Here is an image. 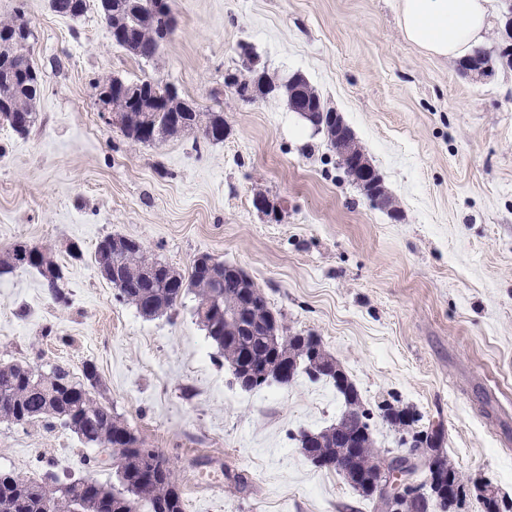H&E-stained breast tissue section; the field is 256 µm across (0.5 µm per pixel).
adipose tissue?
I'll return each instance as SVG.
<instances>
[{
	"instance_id": "adipose-tissue-1",
	"label": "adipose tissue",
	"mask_w": 512,
	"mask_h": 512,
	"mask_svg": "<svg viewBox=\"0 0 512 512\" xmlns=\"http://www.w3.org/2000/svg\"><path fill=\"white\" fill-rule=\"evenodd\" d=\"M399 25L429 55L461 60L487 39L488 0H399Z\"/></svg>"
}]
</instances>
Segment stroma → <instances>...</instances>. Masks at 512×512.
<instances>
[{
	"mask_svg": "<svg viewBox=\"0 0 512 512\" xmlns=\"http://www.w3.org/2000/svg\"><path fill=\"white\" fill-rule=\"evenodd\" d=\"M89 0L77 18L49 0H0L31 27L42 91L26 133L0 120V251L52 248L68 304L33 269L0 276V363L94 364L97 399L160 450L186 512H371L335 471L300 452V430L334 422L331 383L241 391L186 295L147 319L94 267L103 237L140 240L180 273L201 254L241 268L290 332L319 336L356 385L379 448L396 434L382 402L445 430L465 483L491 482L512 512V66L485 78L402 35L397 0H172L173 35L150 59L117 46ZM304 76L364 147L398 209L377 208L323 133L285 97L240 99L226 73ZM175 86L228 126L135 143L101 114L99 82ZM263 192L273 220L253 206ZM78 245L80 258L69 245ZM73 433L0 421V467L28 479L94 474Z\"/></svg>",
	"mask_w": 512,
	"mask_h": 512,
	"instance_id": "35a3bbf8",
	"label": "stroma"
}]
</instances>
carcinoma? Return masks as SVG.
Masks as SVG:
<instances>
[{"label":"carcinoma","instance_id":"obj_1","mask_svg":"<svg viewBox=\"0 0 512 512\" xmlns=\"http://www.w3.org/2000/svg\"><path fill=\"white\" fill-rule=\"evenodd\" d=\"M100 10L116 45L142 59L153 57L175 28L167 18L157 14L151 0H100ZM29 37L0 45V56L10 58L20 74L14 80L0 74V99L11 104V112L24 122L36 119L35 103L41 94L38 73L31 71L27 51ZM286 96L291 108L302 100L317 104L325 112L320 95L304 78L296 83L281 84L266 71L251 75V95ZM189 107L178 96L165 100V111L147 106L144 112H133L123 129L124 135L137 143H159L179 133L177 115ZM205 130L201 137L208 142H222L226 135L224 113H197ZM32 268L44 279L50 297L57 303H68L65 274L51 248L36 247ZM205 263L193 262L189 276L175 271L169 264L148 253L141 243L122 235H107L98 243L94 264L101 274L118 269L120 278L111 281L116 298L136 308L144 317H156L172 311L185 295L195 297L194 314L209 330V322H221L223 335H208L217 349V361L234 368L232 376L245 391L270 384L266 374L275 366L274 352L285 327L268 305L258 287L239 268L203 255ZM0 267L8 270L26 267L16 247L0 256ZM288 376L279 384L288 385L305 374L311 380L333 383L342 399L336 421L313 432L311 448L302 454L314 466L338 474L364 473L373 476L386 456L404 452L408 442L426 443L435 449L438 470L425 469L426 476L418 484L424 506L408 512H441L459 506L465 495L464 479L450 465L442 452L445 440L440 426L415 429L420 418L408 407L382 405L383 419L399 434L397 448L376 447L370 428V413L361 394L344 372L336 371L338 363L323 346L320 337L311 334L288 335ZM85 381L75 380L68 367L56 364L48 371L26 361L0 365V416L20 425L42 422L56 424L71 431L81 442L99 449L108 448L124 462L123 479L118 485L96 482L84 485L79 479L60 480L44 473L40 479H20L12 471L0 469V512H101L100 501H109V512H185L184 490L173 477L164 455L143 442L125 421L102 404L93 394L99 380L94 366H84ZM64 486L50 502L44 501L47 482Z\"/></svg>","mask_w":512,"mask_h":512}]
</instances>
